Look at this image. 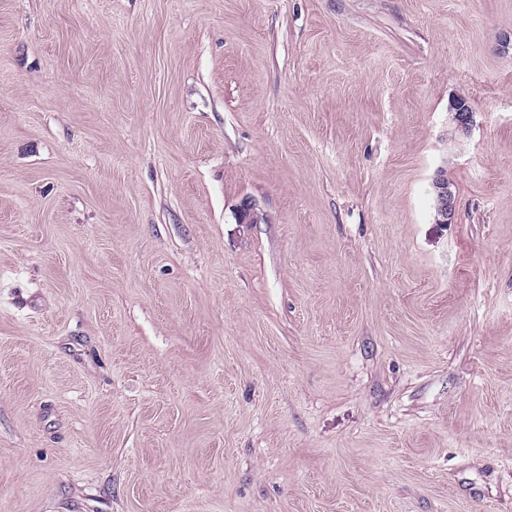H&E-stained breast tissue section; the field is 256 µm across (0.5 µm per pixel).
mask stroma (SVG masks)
I'll use <instances>...</instances> for the list:
<instances>
[{
  "label": "stroma",
  "instance_id": "stroma-1",
  "mask_svg": "<svg viewBox=\"0 0 512 512\" xmlns=\"http://www.w3.org/2000/svg\"><path fill=\"white\" fill-rule=\"evenodd\" d=\"M0 512H512V0H0ZM473 109L465 98H457L450 105L449 109V122L452 124V129L455 135H467L472 126ZM434 194L438 203V208L442 213L441 224H451L454 216L452 192L448 180L443 176H438L433 182Z\"/></svg>",
  "mask_w": 512,
  "mask_h": 512
}]
</instances>
